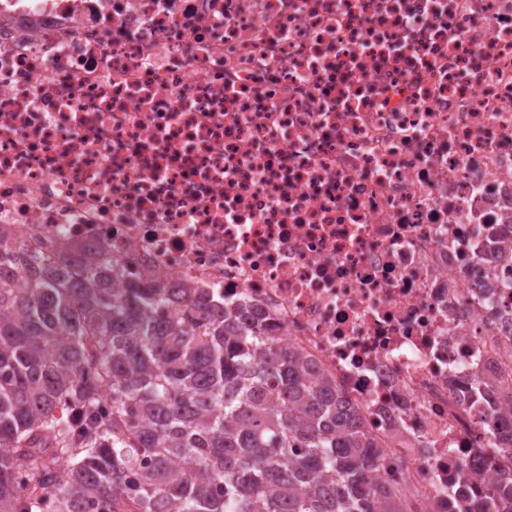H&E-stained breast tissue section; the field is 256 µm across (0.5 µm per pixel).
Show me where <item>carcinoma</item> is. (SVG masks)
<instances>
[{
  "instance_id": "obj_1",
  "label": "carcinoma",
  "mask_w": 512,
  "mask_h": 512,
  "mask_svg": "<svg viewBox=\"0 0 512 512\" xmlns=\"http://www.w3.org/2000/svg\"><path fill=\"white\" fill-rule=\"evenodd\" d=\"M490 414V446L512 449ZM355 407L203 288L0 237V512H414ZM475 512H512V470Z\"/></svg>"
}]
</instances>
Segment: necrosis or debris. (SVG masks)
I'll return each mask as SVG.
<instances>
[{
    "label": "necrosis or debris",
    "mask_w": 512,
    "mask_h": 512,
    "mask_svg": "<svg viewBox=\"0 0 512 512\" xmlns=\"http://www.w3.org/2000/svg\"><path fill=\"white\" fill-rule=\"evenodd\" d=\"M0 228L257 314L372 476L463 512L512 372V0H0Z\"/></svg>",
    "instance_id": "necrosis-or-debris-1"
}]
</instances>
